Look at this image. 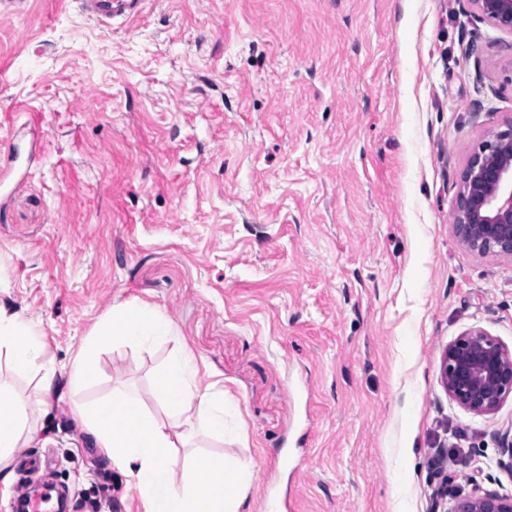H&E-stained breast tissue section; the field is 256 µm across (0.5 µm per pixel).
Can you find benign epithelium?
<instances>
[{
    "label": "benign epithelium",
    "instance_id": "benign-epithelium-1",
    "mask_svg": "<svg viewBox=\"0 0 512 512\" xmlns=\"http://www.w3.org/2000/svg\"><path fill=\"white\" fill-rule=\"evenodd\" d=\"M470 2L479 19L512 33V0ZM457 186L453 224L461 244L512 257V119L470 155ZM439 381L465 411L492 416L512 396V352L482 330L469 331L444 349ZM448 512H512V496L475 489L454 495Z\"/></svg>",
    "mask_w": 512,
    "mask_h": 512
}]
</instances>
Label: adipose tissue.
<instances>
[{"label":"adipose tissue","mask_w":512,"mask_h":512,"mask_svg":"<svg viewBox=\"0 0 512 512\" xmlns=\"http://www.w3.org/2000/svg\"><path fill=\"white\" fill-rule=\"evenodd\" d=\"M174 334L160 308L135 301L113 305L78 349L68 371L71 388L85 386L95 375L98 353L114 344L145 347ZM0 351L20 370L40 372L32 398L15 396L0 386V463L11 460L31 437L32 404H48L57 392L55 370L45 359L40 327L0 301ZM195 356L181 349L153 376V390L164 415L155 417L141 397L126 386L74 413L98 448L131 479L142 512H242L253 474L252 461L211 455L192 461L184 475L174 469V450L193 447L202 436L231 439L236 429L227 421L234 403L223 386L201 383Z\"/></svg>","instance_id":"1"}]
</instances>
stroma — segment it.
Wrapping results in <instances>:
<instances>
[{"instance_id": "1", "label": "stroma", "mask_w": 512, "mask_h": 512, "mask_svg": "<svg viewBox=\"0 0 512 512\" xmlns=\"http://www.w3.org/2000/svg\"><path fill=\"white\" fill-rule=\"evenodd\" d=\"M512 116V34L469 0H142L127 21L79 0L0 13V299L40 320L56 381L114 304L175 334L115 345L97 378L30 415L18 490L68 512H140L75 419L191 350L238 403L253 459L295 512H448L442 488L512 496V397L454 403L441 354L480 329L512 351V258L453 226L473 150Z\"/></svg>"}]
</instances>
